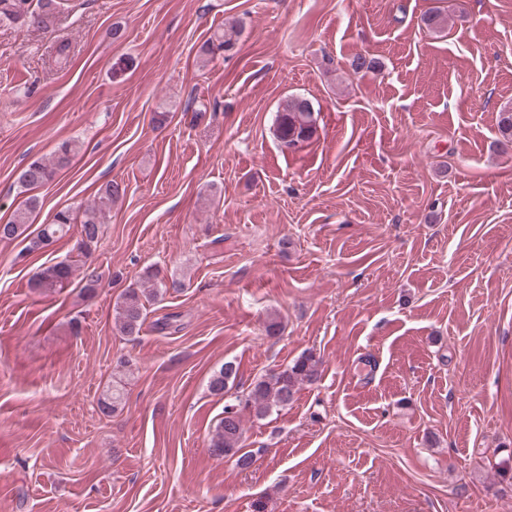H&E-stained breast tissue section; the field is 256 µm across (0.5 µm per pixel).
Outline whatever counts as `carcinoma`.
Returning a JSON list of instances; mask_svg holds the SVG:
<instances>
[{
    "label": "carcinoma",
    "instance_id": "carcinoma-1",
    "mask_svg": "<svg viewBox=\"0 0 512 512\" xmlns=\"http://www.w3.org/2000/svg\"><path fill=\"white\" fill-rule=\"evenodd\" d=\"M60 0H0V23L18 24L20 28L31 27L47 30L52 27L59 13ZM245 30L244 23L236 21L213 34L201 47L203 59L216 56L220 51L232 49ZM499 132L503 145L512 144V109L499 113ZM315 130L314 108L311 102L302 97H288L279 105L276 117V136L285 149L296 147L310 139ZM81 151V144L75 139L61 142L49 158H38L18 173L17 183L24 192H31L52 181L57 172L69 166ZM126 187L110 181L98 192L97 201L86 205L76 214L70 209H61L54 215L50 224L40 225L35 236L26 234L35 212L40 208V200L30 195L16 208L8 222L10 230L1 235V240L23 238L28 241L25 250L34 253L41 250L39 238L51 237L54 241L68 236L73 225H80L75 249L76 256L43 268L36 276L32 287L45 294H54L69 287L76 272L86 264L99 243L102 224L106 223L112 204L122 199ZM185 287L178 278L168 280L159 277V272L147 269L140 279L124 289L114 305V323L120 332H139L147 316V305L157 301L167 292L180 291ZM322 360L308 352L297 358L287 369L263 377L236 401L224 405V418L217 424L210 447L214 455L235 461L237 467L247 469L254 463L255 453L245 449V430L242 413L247 411L258 419H263L274 411L288 407L299 386L312 383L321 375ZM238 367L232 361L221 365L210 381V390L222 394L228 385L235 382Z\"/></svg>",
    "mask_w": 512,
    "mask_h": 512
}]
</instances>
